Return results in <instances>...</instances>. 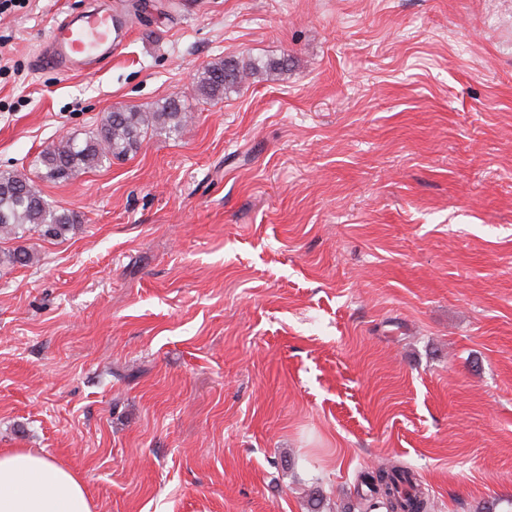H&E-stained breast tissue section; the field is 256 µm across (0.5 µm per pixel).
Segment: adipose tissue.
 Here are the masks:
<instances>
[{
	"label": "adipose tissue",
	"mask_w": 512,
	"mask_h": 512,
	"mask_svg": "<svg viewBox=\"0 0 512 512\" xmlns=\"http://www.w3.org/2000/svg\"><path fill=\"white\" fill-rule=\"evenodd\" d=\"M0 512H93L85 486L72 470L39 451L0 453Z\"/></svg>",
	"instance_id": "adipose-tissue-1"
}]
</instances>
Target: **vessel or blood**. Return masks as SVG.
Wrapping results in <instances>:
<instances>
[{
    "instance_id": "vessel-or-blood-1",
    "label": "vessel or blood",
    "mask_w": 512,
    "mask_h": 512,
    "mask_svg": "<svg viewBox=\"0 0 512 512\" xmlns=\"http://www.w3.org/2000/svg\"><path fill=\"white\" fill-rule=\"evenodd\" d=\"M132 25L111 7L94 5L82 18H59L38 59L40 67L69 75L110 62L128 40Z\"/></svg>"
}]
</instances>
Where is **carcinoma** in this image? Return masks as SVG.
<instances>
[{
  "instance_id": "carcinoma-1",
  "label": "carcinoma",
  "mask_w": 512,
  "mask_h": 512,
  "mask_svg": "<svg viewBox=\"0 0 512 512\" xmlns=\"http://www.w3.org/2000/svg\"><path fill=\"white\" fill-rule=\"evenodd\" d=\"M288 70V59L279 61L234 60L210 63L197 72L195 96L218 103L227 92L252 77ZM191 115L179 97L150 107L106 113L85 137L70 135L43 150L38 156L41 178L65 182L83 170L96 169L104 161L136 151L150 135L181 133ZM82 223L79 214L53 207L34 180L13 172H0V238L17 239L28 231L46 237H63ZM369 495L360 498L357 512H430L431 503L419 488L416 475L406 467L382 465L364 476Z\"/></svg>"
}]
</instances>
